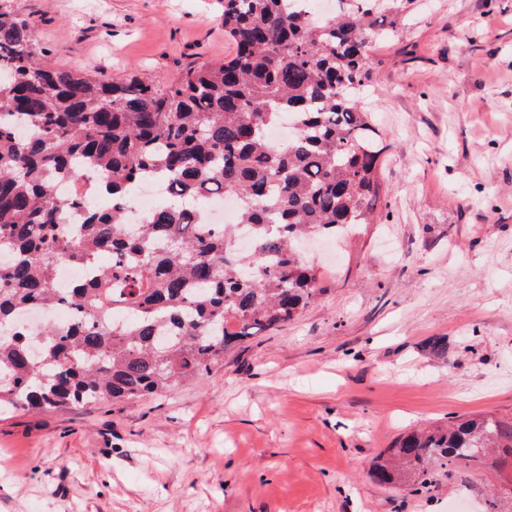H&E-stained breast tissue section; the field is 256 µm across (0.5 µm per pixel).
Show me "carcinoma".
I'll use <instances>...</instances> for the list:
<instances>
[{"label":"carcinoma","instance_id":"cac0c4a2","mask_svg":"<svg viewBox=\"0 0 512 512\" xmlns=\"http://www.w3.org/2000/svg\"><path fill=\"white\" fill-rule=\"evenodd\" d=\"M292 2L224 0L232 54L157 85L47 64L36 20L0 0V408L121 404L190 384L323 292L303 238L373 223L384 148L364 103L369 48L397 36L411 0H337L325 15ZM284 119L294 131L276 146L268 132ZM90 175L112 209L58 192ZM146 175L175 199L129 233L124 211ZM212 191L236 198L251 250L232 225L195 222ZM60 261L95 275L60 295ZM35 305L74 319L33 349L20 320ZM494 445L512 449V427L458 419L400 436L371 474L423 486Z\"/></svg>","mask_w":512,"mask_h":512}]
</instances>
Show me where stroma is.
<instances>
[{"instance_id":"35a3bbf8","label":"stroma","mask_w":512,"mask_h":512,"mask_svg":"<svg viewBox=\"0 0 512 512\" xmlns=\"http://www.w3.org/2000/svg\"><path fill=\"white\" fill-rule=\"evenodd\" d=\"M13 6L63 70L166 84L232 51L224 0ZM371 61L381 192L304 248L322 294L195 384L0 412V512H512L502 448L418 491L371 476L412 428L512 424V0H413Z\"/></svg>"}]
</instances>
